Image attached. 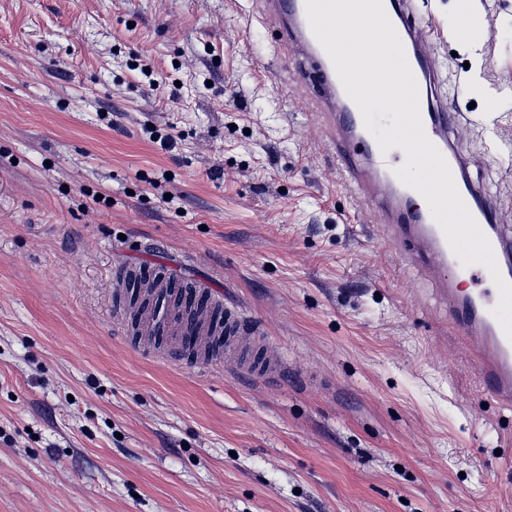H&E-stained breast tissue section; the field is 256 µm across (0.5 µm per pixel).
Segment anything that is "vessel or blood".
<instances>
[{"mask_svg":"<svg viewBox=\"0 0 512 512\" xmlns=\"http://www.w3.org/2000/svg\"><path fill=\"white\" fill-rule=\"evenodd\" d=\"M267 4L284 15L283 36L293 48L297 75L300 80L311 81L316 90L332 129L336 157L345 167L350 187L360 197L375 200L384 217L379 225L381 236L403 251L408 265L437 269L435 292L446 305L450 325L476 355L482 390L500 405L511 407L512 340L492 314L499 300L498 290L461 288L463 277L481 275L483 268L466 267L457 260L428 206L403 210L400 202L404 195L394 187L386 198H377L379 178L393 171L395 156L382 153L365 137L359 108L346 94L329 56L310 28L305 0H267ZM385 6L418 85L424 131L447 161L461 198L492 246L502 277L512 282V241L496 226L495 202L465 172L460 152L450 139L455 115L435 95L434 68L411 36L416 0H386Z\"/></svg>","mask_w":512,"mask_h":512,"instance_id":"vessel-or-blood-1","label":"vessel or blood"}]
</instances>
